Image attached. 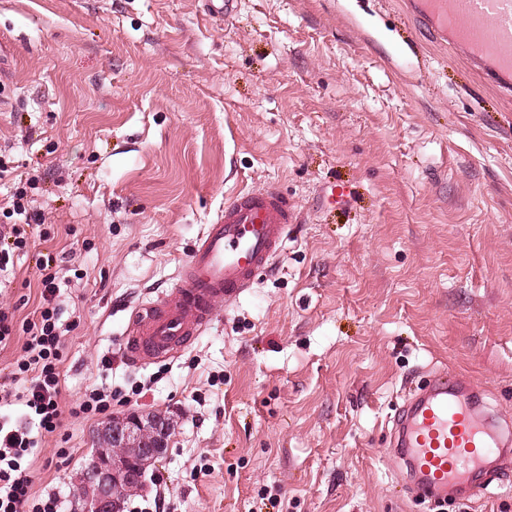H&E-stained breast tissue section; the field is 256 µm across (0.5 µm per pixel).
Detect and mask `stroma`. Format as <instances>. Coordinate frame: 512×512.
Wrapping results in <instances>:
<instances>
[{"label": "stroma", "instance_id": "stroma-1", "mask_svg": "<svg viewBox=\"0 0 512 512\" xmlns=\"http://www.w3.org/2000/svg\"><path fill=\"white\" fill-rule=\"evenodd\" d=\"M0 209L32 179L49 241L15 252L0 309L20 360L60 285L61 401L174 417L148 471L175 512H438L392 453L393 417L444 370L512 422V99L402 0H0ZM293 200L273 268L176 358L131 366L134 309L170 291L233 193ZM112 359L101 370V357ZM101 417H66L31 459L73 503ZM461 512H512V469ZM112 404V392L93 390L86 398L74 407H70L68 413L71 417L85 418L98 416L107 412Z\"/></svg>", "mask_w": 512, "mask_h": 512}]
</instances>
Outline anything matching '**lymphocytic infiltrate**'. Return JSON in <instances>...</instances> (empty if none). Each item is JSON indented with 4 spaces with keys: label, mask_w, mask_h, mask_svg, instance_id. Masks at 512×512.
Listing matches in <instances>:
<instances>
[{
    "label": "lymphocytic infiltrate",
    "mask_w": 512,
    "mask_h": 512,
    "mask_svg": "<svg viewBox=\"0 0 512 512\" xmlns=\"http://www.w3.org/2000/svg\"><path fill=\"white\" fill-rule=\"evenodd\" d=\"M26 188H17L12 213L17 220L0 231V271L6 270L14 253L27 247L41 219L27 208ZM62 268L56 259L36 263L35 277L41 305L34 319L23 322L26 335L23 355L10 383H0V401L18 399L37 418V428L23 423L0 421V512H64L59 492L35 493L28 474L29 458L38 446L37 430L56 431L63 416L93 417L109 410L111 393L93 390L79 404L63 408L59 364L64 328L62 309L57 302Z\"/></svg>",
    "instance_id": "f902f5d3"
}]
</instances>
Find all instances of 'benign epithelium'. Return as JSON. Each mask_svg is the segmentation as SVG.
Returning a JSON list of instances; mask_svg holds the SVG:
<instances>
[{
    "label": "benign epithelium",
    "mask_w": 512,
    "mask_h": 512,
    "mask_svg": "<svg viewBox=\"0 0 512 512\" xmlns=\"http://www.w3.org/2000/svg\"><path fill=\"white\" fill-rule=\"evenodd\" d=\"M172 434L157 412L114 415L95 435L96 448L77 478V512H125L142 495L146 474L163 458Z\"/></svg>",
    "instance_id": "obj_1"
}]
</instances>
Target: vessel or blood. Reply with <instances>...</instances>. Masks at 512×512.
Wrapping results in <instances>:
<instances>
[{
  "label": "vessel or blood",
  "instance_id": "vessel-or-blood-1",
  "mask_svg": "<svg viewBox=\"0 0 512 512\" xmlns=\"http://www.w3.org/2000/svg\"><path fill=\"white\" fill-rule=\"evenodd\" d=\"M440 44L504 95L512 94V0H411ZM294 204L268 186L239 192L204 227L175 288L132 314L125 353L143 367L175 357L208 330L217 303L239 297L280 254ZM477 384L437 373L397 410L392 446L417 495L460 500L487 490L481 474L512 464V429H498L471 402Z\"/></svg>",
  "mask_w": 512,
  "mask_h": 512
}]
</instances>
